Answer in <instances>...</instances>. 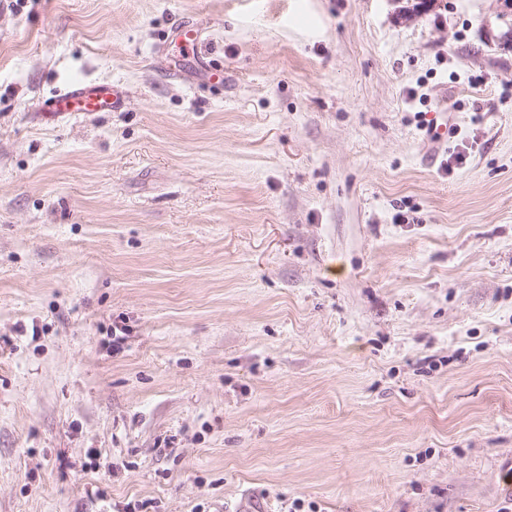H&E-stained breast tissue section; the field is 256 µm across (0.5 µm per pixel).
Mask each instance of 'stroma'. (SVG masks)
I'll return each mask as SVG.
<instances>
[{
	"mask_svg": "<svg viewBox=\"0 0 512 512\" xmlns=\"http://www.w3.org/2000/svg\"><path fill=\"white\" fill-rule=\"evenodd\" d=\"M507 85L512 0H0V512H512ZM122 101L123 92L118 85L81 80L49 98L45 115L62 119L85 117L96 112H116Z\"/></svg>",
	"mask_w": 512,
	"mask_h": 512,
	"instance_id": "1",
	"label": "stroma"
}]
</instances>
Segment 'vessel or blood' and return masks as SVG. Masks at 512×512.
Masks as SVG:
<instances>
[{
  "instance_id": "1",
  "label": "vessel or blood",
  "mask_w": 512,
  "mask_h": 512,
  "mask_svg": "<svg viewBox=\"0 0 512 512\" xmlns=\"http://www.w3.org/2000/svg\"><path fill=\"white\" fill-rule=\"evenodd\" d=\"M122 101L123 92L119 86L82 80L49 98L45 112L54 119L78 118L96 112L117 111Z\"/></svg>"
}]
</instances>
